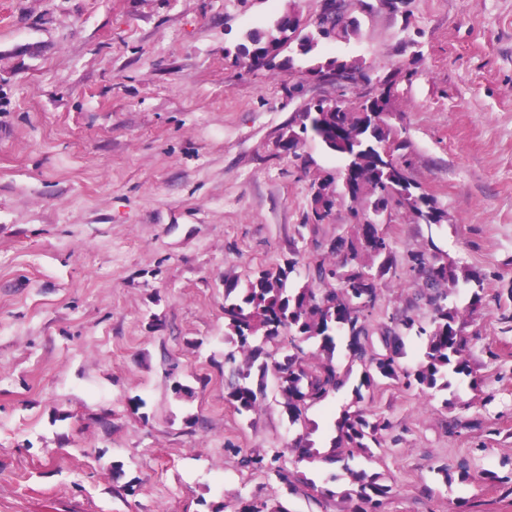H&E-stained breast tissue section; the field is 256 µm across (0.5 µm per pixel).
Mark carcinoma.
Here are the masks:
<instances>
[{"label":"carcinoma","instance_id":"cac0c4a2","mask_svg":"<svg viewBox=\"0 0 512 512\" xmlns=\"http://www.w3.org/2000/svg\"><path fill=\"white\" fill-rule=\"evenodd\" d=\"M319 42L314 30L288 28L282 13L264 29L247 31L238 53L244 57L262 45L264 53L250 60V65L275 70L283 66L278 58L286 48L295 44L302 54L309 55ZM359 70L358 61L337 57L322 58L310 68L315 73L345 78ZM388 97L389 91L384 89L374 100L347 99L338 111L319 114L309 106L298 126L288 125L286 149H297L311 133L345 162L336 175H320L311 183L314 221L322 223L338 205L348 201L354 207L355 223L346 225L330 243L315 244L311 274L305 283L289 281L297 264V259L290 258L282 265L253 272L247 287L238 293L225 289L224 299L225 327L234 347L224 362L236 363L238 354L245 357V365L237 368L238 381L228 387L225 396L238 413L258 412L271 388L292 424L303 427L308 411L344 387L353 369L360 370L354 398L335 421L333 448L339 452L329 458L352 477L354 489L348 497L355 506L351 512H381L392 490L380 474L355 471L349 465L355 455L383 447L391 429L389 419L365 406L368 394L379 382L398 381L407 389L426 394L450 388L449 376L454 375L468 379L472 390L481 389L467 354L465 313L482 306L483 287L479 282L470 287L463 307L448 306V290L475 277L448 261L433 240L407 251L405 257L406 267L422 279L419 299L432 312L431 320L425 323L406 310L390 313L379 305L381 279L396 265V256L390 238L376 235L374 225L363 223L368 216L363 207L366 197H376L377 206L393 204L404 209L419 224H439L444 218L397 162L383 158L386 151L404 148L397 131L385 120ZM337 182L342 183L340 193ZM406 335L423 343L413 366L403 362ZM280 338L287 340L288 353L279 360L268 350V344ZM312 340L318 342L325 357L306 351L304 344ZM338 340L346 341L342 362L334 361ZM254 368L259 372L256 384L250 381ZM278 460L277 454L267 462L256 455L244 462L257 470L274 468L288 483V473L274 467Z\"/></svg>","mask_w":512,"mask_h":512}]
</instances>
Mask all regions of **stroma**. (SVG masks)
Listing matches in <instances>:
<instances>
[{
  "instance_id": "obj_1",
  "label": "stroma",
  "mask_w": 512,
  "mask_h": 512,
  "mask_svg": "<svg viewBox=\"0 0 512 512\" xmlns=\"http://www.w3.org/2000/svg\"><path fill=\"white\" fill-rule=\"evenodd\" d=\"M291 9L310 20L320 0H0V512H349L350 471L323 449L351 389L303 429L271 398L239 414L224 287L294 248L307 280L315 242L352 218L307 228L313 178L342 162L282 134L388 76L401 163L446 219L391 207L383 228L400 258L431 239L481 280L483 385L383 384L390 439L351 470L391 485L382 512H512V0H344L355 35L317 48L360 61L338 83L301 54L275 71L235 58ZM419 284L400 262L382 304L404 310ZM302 430L304 460L287 451ZM277 451L294 485L241 464Z\"/></svg>"
}]
</instances>
